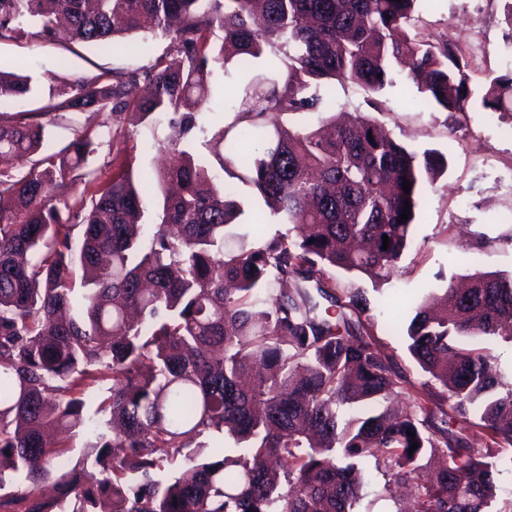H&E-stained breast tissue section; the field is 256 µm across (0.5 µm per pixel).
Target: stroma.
<instances>
[{"mask_svg":"<svg viewBox=\"0 0 512 512\" xmlns=\"http://www.w3.org/2000/svg\"><path fill=\"white\" fill-rule=\"evenodd\" d=\"M503 5L504 0H420V26L425 34L449 40L477 56L469 72L470 110L465 114L430 111L422 106L416 90L400 79L385 87L378 102L386 129L414 149L448 153V175L429 190L411 243L389 278L338 270L328 273L336 297H344L349 288L361 289L369 297L377 342L394 357L399 373L417 385L430 377L407 352L403 336L390 331V322L413 316L417 303L440 294L450 279L478 271L512 274V117L480 109L488 81L512 71V23L506 20ZM169 50L162 36L146 39L133 34L123 51L97 56L81 44L46 42L26 32L0 41V68L30 76L31 92L15 100L12 108L42 113L51 132L47 152L67 146L70 128L86 131L96 143L88 162L106 178L119 149L134 155L137 167L159 165L175 130L163 115L150 125L135 127L128 114L120 112L48 111L53 76L60 72L88 76L145 66ZM238 198L246 214L232 226L230 246H238L243 238L253 239L258 231L267 238L287 233V225L269 215L263 216L261 229H254L253 212L262 208V201L245 186ZM360 470L363 496L356 512H403L400 491L388 490L389 476L374 458H364Z\"/></svg>","mask_w":512,"mask_h":512,"instance_id":"stroma-1","label":"stroma"}]
</instances>
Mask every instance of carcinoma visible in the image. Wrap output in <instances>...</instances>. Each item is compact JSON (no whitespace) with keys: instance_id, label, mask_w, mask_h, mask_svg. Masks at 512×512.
Returning a JSON list of instances; mask_svg holds the SVG:
<instances>
[{"instance_id":"carcinoma-1","label":"carcinoma","mask_w":512,"mask_h":512,"mask_svg":"<svg viewBox=\"0 0 512 512\" xmlns=\"http://www.w3.org/2000/svg\"><path fill=\"white\" fill-rule=\"evenodd\" d=\"M417 2L0 0V40L24 21L51 41L62 17L97 55L131 34L165 36L168 55L65 79L49 109L128 111L137 124L165 113L181 135L163 165L137 174L116 151L101 180L85 133L42 155L40 114L8 111L30 82L0 69V512H352L367 456L409 487L414 512H488L495 454L463 432L512 447V384L463 338L512 339V274H471L466 295L451 282L393 326L437 384L426 398L407 390L398 413L342 417L407 379L359 290L336 317L321 310L336 302L324 273L388 276L448 156L408 149L369 115L328 136L279 120L324 113L331 80L361 87L377 112L396 75L433 111H465L469 61L422 35ZM231 68L251 77L202 154L201 112ZM482 107L512 112V74L489 81ZM240 184L296 237L226 248L244 215ZM156 197L158 224L135 223ZM79 268L92 278L78 288ZM50 427L87 436L75 464ZM225 433L239 453L201 441ZM41 477L56 495L18 510L8 483Z\"/></svg>"}]
</instances>
